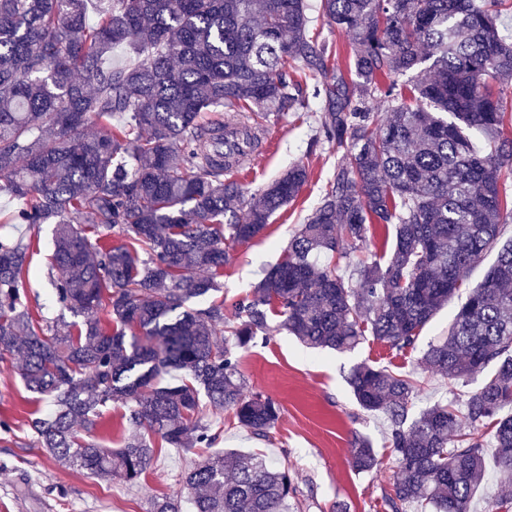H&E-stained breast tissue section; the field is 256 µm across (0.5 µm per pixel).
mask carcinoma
<instances>
[{
  "instance_id": "cac0c4a2",
  "label": "carcinoma",
  "mask_w": 512,
  "mask_h": 512,
  "mask_svg": "<svg viewBox=\"0 0 512 512\" xmlns=\"http://www.w3.org/2000/svg\"><path fill=\"white\" fill-rule=\"evenodd\" d=\"M90 2L0 0V193L23 201L15 223L54 225L55 299L84 317L74 333L35 317L19 288L27 245L0 240V358L19 353L25 387L50 401L31 421L40 447L135 484L154 466L150 437L186 452L218 442L208 406L267 436L280 404L247 393L235 349L266 339L270 312L308 348L351 351L369 336L416 348L512 221L502 189L512 42L497 27L505 0H320L349 38L355 66L343 71L313 34L306 0H97L95 22ZM120 45L130 61L114 66ZM307 74L323 76L310 96L324 103L310 147L328 142L341 163L226 328L224 301L211 296L229 248L260 237L308 171L296 163L245 197L226 177L220 113L253 131L307 112ZM373 100L388 120L369 111ZM373 224L395 226L390 251L371 249ZM114 228L128 242L109 243ZM355 252L363 257L347 277ZM422 362L450 383L486 377L462 402L414 416L413 378L366 362L346 378L359 407L389 422L398 471L386 505L474 512L486 472L512 474V241ZM119 401L143 435L112 449L77 434ZM352 464L377 466L369 437H355ZM183 480L186 501L156 498L149 512H288L294 493L288 468L257 452H218Z\"/></svg>"
}]
</instances>
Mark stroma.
Masks as SVG:
<instances>
[{
	"instance_id": "35a3bbf8",
	"label": "stroma",
	"mask_w": 512,
	"mask_h": 512,
	"mask_svg": "<svg viewBox=\"0 0 512 512\" xmlns=\"http://www.w3.org/2000/svg\"><path fill=\"white\" fill-rule=\"evenodd\" d=\"M314 126L307 112L264 123L260 148L234 173L250 196L297 162L306 166L308 180L296 199L272 217L261 237L230 248L219 293L225 304L249 293L281 259L289 238L313 213L334 177L335 148L328 143L308 148ZM19 206L18 200L0 194V239L21 237L30 244V271L22 284L26 301L46 318L73 322V315L52 295L53 227L29 229L12 223ZM458 305V300L449 301L424 327L416 350L402 354L371 339L347 352L311 350L279 329V317L270 316L266 340L238 349L237 357L248 390L276 398L282 406L280 418L268 437L258 438L239 426L232 411H211V418L224 425L221 448L259 452L287 465L297 489L288 512H336L340 505L347 512H387L385 497L395 475L394 455L386 443L388 422L384 415L372 416L359 408L345 377L360 362L410 375L421 384L414 400L418 409L466 394L468 383L448 384L420 362L429 342L446 334ZM18 365L16 356L0 359V424L7 426L0 431V512H147L152 498L187 496L183 473L194 456L173 448H161L153 470L135 485L116 477L101 480L55 461L37 445L29 427L33 413L47 411L48 400L26 389ZM357 434L371 438L379 457L377 468L368 474L355 472L350 463Z\"/></svg>"
}]
</instances>
